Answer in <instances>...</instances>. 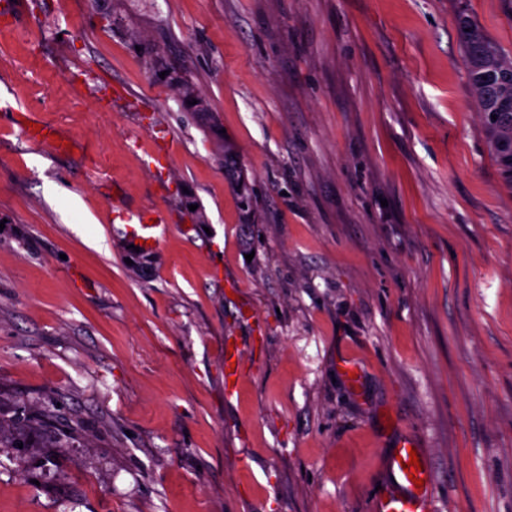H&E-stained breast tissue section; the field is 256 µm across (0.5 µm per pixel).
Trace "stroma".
<instances>
[{"instance_id":"1","label":"stroma","mask_w":512,"mask_h":512,"mask_svg":"<svg viewBox=\"0 0 512 512\" xmlns=\"http://www.w3.org/2000/svg\"><path fill=\"white\" fill-rule=\"evenodd\" d=\"M462 4L512 54V0H17L0 512H373L404 436L436 512H512V191ZM152 48L218 113L254 224ZM26 116L70 151L29 141ZM155 205L170 223L140 272L119 211ZM229 347L228 343L224 344V394L227 398L234 395L238 383L239 350L232 348V352H229ZM227 354H230V357H227ZM232 364H235V367H232ZM231 368H234V372H231ZM231 377H234L235 381H232Z\"/></svg>"}]
</instances>
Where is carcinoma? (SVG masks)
<instances>
[{"mask_svg":"<svg viewBox=\"0 0 512 512\" xmlns=\"http://www.w3.org/2000/svg\"><path fill=\"white\" fill-rule=\"evenodd\" d=\"M457 35L463 48L470 86L477 103L493 157L498 166L503 185L512 190V163L508 147L512 146V56L504 54L498 46L470 18L467 9L459 8L456 14ZM169 83L181 96L189 109L207 105L194 86L183 77L172 74ZM217 149L224 155L226 176L233 185L242 205V224L253 223V194L245 176L231 162V150L224 142H217Z\"/></svg>","mask_w":512,"mask_h":512,"instance_id":"1","label":"carcinoma"}]
</instances>
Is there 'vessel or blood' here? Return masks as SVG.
Returning <instances> with one entry per match:
<instances>
[{"mask_svg":"<svg viewBox=\"0 0 512 512\" xmlns=\"http://www.w3.org/2000/svg\"><path fill=\"white\" fill-rule=\"evenodd\" d=\"M130 215L141 231V241L159 243L167 229V216L162 208H136L131 210ZM413 446V440L404 439L394 449L389 466L399 490L377 501L375 512H432V497L424 485L429 477L427 469L421 468L412 474L405 469L410 458L409 450Z\"/></svg>","mask_w":512,"mask_h":512,"instance_id":"vessel-or-blood-1","label":"vessel or blood"}]
</instances>
